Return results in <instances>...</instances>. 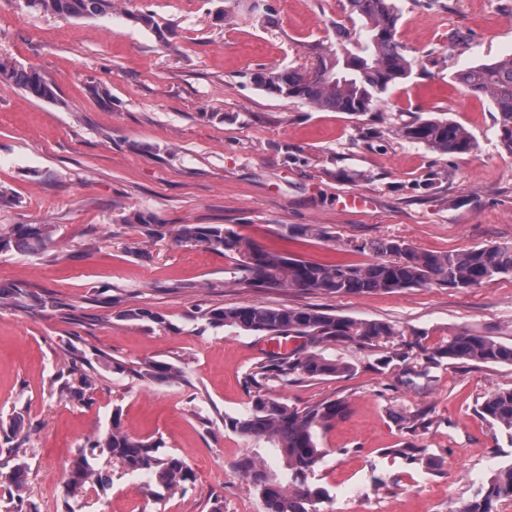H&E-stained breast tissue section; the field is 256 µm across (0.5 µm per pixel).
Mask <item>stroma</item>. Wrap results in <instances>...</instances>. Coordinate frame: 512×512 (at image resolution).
Instances as JSON below:
<instances>
[{"label": "stroma", "instance_id": "35a3bbf8", "mask_svg": "<svg viewBox=\"0 0 512 512\" xmlns=\"http://www.w3.org/2000/svg\"><path fill=\"white\" fill-rule=\"evenodd\" d=\"M397 39L411 76L364 115L317 110L270 95L253 72L311 62L347 23V0H267L268 23L245 12L221 20L224 0H126L107 17L71 18L0 0V57L35 66L56 100L0 84V228L49 224L44 258L0 253V284L20 283L49 306L0 308V430L15 416L31 429L22 448L28 497L62 512L65 471L120 410L127 433L162 441L196 474L185 494L147 495V475L100 459L106 489H88L81 512H263L234 469L256 453L287 480L279 452L244 440L224 421L244 413L263 337L197 319L209 306L318 307L401 329L397 357L352 343L327 346L353 363L346 377L290 375L271 390L292 406L343 399L349 411L318 433L310 477L330 494L325 512H456L498 468L512 437L478 408L512 385V366L429 355L449 334L488 332L512 343V276L459 291L444 286L330 296L235 282L229 261L166 237L143 239L127 216L153 213L169 227L230 224L290 257L373 261L362 242L397 239L430 252L512 244V155L499 143L492 100L461 91L458 71L512 54V0H395ZM148 10L166 31L135 25ZM464 126L475 148L440 154L400 138L417 118ZM313 225L322 237L294 234ZM145 307L164 325L119 319ZM96 362L84 399L52 396L73 352ZM183 372L169 386L140 377L143 363ZM440 458L431 470L399 453Z\"/></svg>", "mask_w": 512, "mask_h": 512}]
</instances>
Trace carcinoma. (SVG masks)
Returning <instances> with one entry per match:
<instances>
[{"mask_svg":"<svg viewBox=\"0 0 512 512\" xmlns=\"http://www.w3.org/2000/svg\"><path fill=\"white\" fill-rule=\"evenodd\" d=\"M118 0H28V6L65 17L105 16L117 8ZM349 19L366 36V47L359 53L347 48V28L336 33L338 44L317 47L315 63L260 71L253 81L263 91L305 102L319 110L366 114L374 111L383 95L411 72V62L401 52L396 39L399 12L394 0H347ZM471 95L490 97L498 112L501 147L512 155V55L490 63L469 66L456 76ZM0 83L11 84L31 98L56 99L53 84L35 67L19 66L0 59ZM406 141L440 152L469 153L473 138L468 130L448 119H418L397 129ZM124 222L136 225L149 240H162L168 225L153 214L139 212ZM178 242L224 255L233 262V274L248 285L322 292L336 296L392 293L426 285L446 286L468 291L498 276L512 275V244L473 247L462 251L424 252L394 239H379L356 246L370 250L377 259L366 264L318 263L290 258L242 235L231 225L180 224L175 230ZM52 243L47 224H13L0 229V253L17 251L28 255L45 253ZM32 301L45 306L19 284L0 285V307ZM126 321L163 323L160 314L145 308L119 312ZM198 318L211 327H232L263 336L304 337L311 348L288 355L269 352L255 367L251 381L257 391L248 410L229 419L238 435L273 443L288 470V485L269 467L245 455L235 468L261 498L265 512H322L330 495L309 483V476L323 457L316 441V429L324 428L348 412L344 400H325L300 407L288 405L267 388L270 381L298 373L310 379L347 376L355 366L323 354L321 348L336 342L380 347L403 335L382 320L355 319L309 307H265L238 305L206 307ZM438 356L476 364L512 365V343L495 336L454 332L438 351ZM141 375L151 381L174 384L182 371L165 361L145 365ZM69 379L59 387L60 395L82 397L95 385L94 377L72 363ZM479 413L493 426L512 436V387L500 388L486 396ZM119 462L132 474H146L154 485L150 494L162 499L185 493L195 485L194 471L179 455L163 450L161 443L138 439L123 428L121 412H112L109 428L87 439L71 459L65 479V509L79 512V493L86 488L103 489L108 478L96 467L100 457ZM28 464L20 460L6 473H0V487L9 496V512L26 509ZM512 503V463L500 468L458 512H498V505Z\"/></svg>","mask_w":512,"mask_h":512,"instance_id":"1","label":"carcinoma"}]
</instances>
